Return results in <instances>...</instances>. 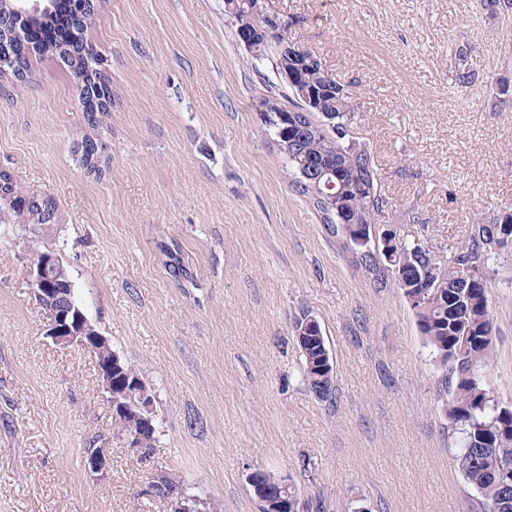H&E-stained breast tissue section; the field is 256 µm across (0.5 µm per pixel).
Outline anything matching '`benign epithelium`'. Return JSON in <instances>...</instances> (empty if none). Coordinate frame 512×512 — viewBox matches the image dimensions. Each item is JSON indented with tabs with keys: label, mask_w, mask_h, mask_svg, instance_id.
I'll list each match as a JSON object with an SVG mask.
<instances>
[{
	"label": "benign epithelium",
	"mask_w": 512,
	"mask_h": 512,
	"mask_svg": "<svg viewBox=\"0 0 512 512\" xmlns=\"http://www.w3.org/2000/svg\"><path fill=\"white\" fill-rule=\"evenodd\" d=\"M50 5V0H9L6 6L0 8V28L13 22L15 16L40 12ZM261 17L265 27L259 28L254 18ZM236 35L239 43L246 47L253 45L260 37L273 39L282 34L288 27V22L268 11L263 0H254L247 9L240 12L237 18ZM82 104H87L91 96L97 97L102 106L110 105L106 92L107 83L99 78L93 85L79 83ZM30 286L47 315L43 327V335L53 344L63 348H80L95 357L105 360L104 368L98 369L101 388L107 404H113L112 399V366L120 365V355L110 348V341L103 336L96 325L88 317L85 307L77 306L69 300L72 294L73 282L69 268L55 251L42 252L34 260L28 270ZM133 389L138 394L139 402L136 408L120 412L127 415L129 422L139 421L142 428L127 432L125 439L141 453H147L145 448V431L153 427L152 407L153 396L140 381L133 383ZM87 468L98 474L100 478L108 477L111 467L108 451L105 448H92L85 456ZM288 496V481L281 479L271 483L265 489L256 492L259 512H272L273 507Z\"/></svg>",
	"instance_id": "obj_1"
}]
</instances>
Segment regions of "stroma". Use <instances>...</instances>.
<instances>
[{
    "mask_svg": "<svg viewBox=\"0 0 512 512\" xmlns=\"http://www.w3.org/2000/svg\"><path fill=\"white\" fill-rule=\"evenodd\" d=\"M84 37L111 91L99 126L58 56L0 79V170L60 221L0 236V512H170L155 471L223 512H258L248 475L290 480L325 512H470L440 373L408 304L378 287L288 184L262 120L273 73L233 38L224 0H93ZM295 45L347 84L401 237L439 255L512 212V5L268 0ZM469 53L471 79L455 81ZM101 175L78 163L85 135ZM178 249L192 277L172 275ZM59 251L89 318L155 397L149 459L113 433L94 356L54 345L27 280ZM490 378L512 399V278L491 276ZM320 322L336 392L302 382L292 337ZM108 448L111 472L84 466Z\"/></svg>",
    "mask_w": 512,
    "mask_h": 512,
    "instance_id": "35a3bbf8",
    "label": "stroma"
}]
</instances>
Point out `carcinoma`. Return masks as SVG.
I'll use <instances>...</instances> for the list:
<instances>
[{
    "mask_svg": "<svg viewBox=\"0 0 512 512\" xmlns=\"http://www.w3.org/2000/svg\"><path fill=\"white\" fill-rule=\"evenodd\" d=\"M88 13L70 17L69 37L48 48L58 55L77 78H88L97 69V56L84 41ZM51 13L20 16L16 24L0 30L14 55L18 78L28 67L29 55L43 50L32 42L31 29L49 21ZM280 46L264 41L252 53L268 66L282 84H273L263 101L265 124L283 112L288 141L285 158L292 190L313 208L332 237L341 240L357 266L381 285L396 290L413 311L423 344L442 372L440 393L448 427L458 435V469L475 492L476 512H512V400L504 401L487 377L493 361L494 322L488 278L501 270H512V248L502 238H512V213L501 212L487 224H474L464 244L448 250L440 259L422 242H409L394 232L387 239L388 251L377 259L372 240L364 232L376 223L388 205L379 187L375 161L369 146L356 142L341 123L351 119V97L337 78L327 76L321 66L302 65L298 58L281 57ZM315 104H310L311 99ZM329 169L335 188L328 191L324 180L305 178L301 172ZM332 197L326 198L324 192ZM58 210L49 197L28 196L24 206L0 200V224H40L44 213ZM404 279L395 281L393 269ZM302 336V380L320 399L334 394V381L326 377L323 355L330 352L322 327L315 317L303 314L294 325ZM123 370L112 373V391L129 408V382L139 373L125 359ZM324 512L322 500L301 504L295 485L279 512Z\"/></svg>",
    "mask_w": 512,
    "mask_h": 512,
    "instance_id": "obj_1",
    "label": "carcinoma"
}]
</instances>
